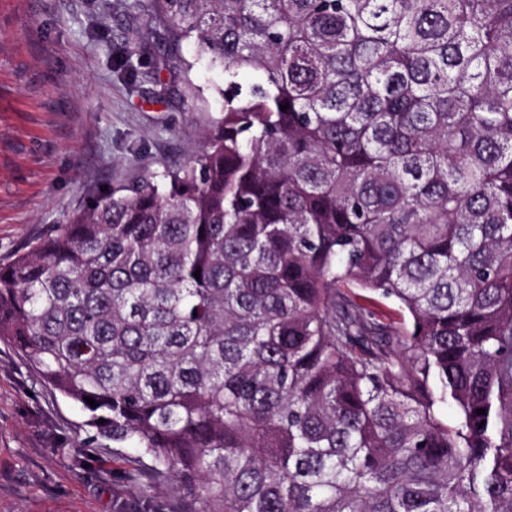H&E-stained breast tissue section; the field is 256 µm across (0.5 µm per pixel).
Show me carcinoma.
Listing matches in <instances>:
<instances>
[{
  "instance_id": "obj_1",
  "label": "carcinoma",
  "mask_w": 512,
  "mask_h": 512,
  "mask_svg": "<svg viewBox=\"0 0 512 512\" xmlns=\"http://www.w3.org/2000/svg\"><path fill=\"white\" fill-rule=\"evenodd\" d=\"M152 9L222 112L0 264V338L182 512H512V0Z\"/></svg>"
}]
</instances>
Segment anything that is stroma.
Instances as JSON below:
<instances>
[{
    "mask_svg": "<svg viewBox=\"0 0 512 512\" xmlns=\"http://www.w3.org/2000/svg\"><path fill=\"white\" fill-rule=\"evenodd\" d=\"M151 0H0V263L46 236L103 188L183 163L222 109L224 74L193 43L135 83L115 55L150 38ZM79 405L0 341V512H172L169 483L125 474L132 448L86 445Z\"/></svg>",
    "mask_w": 512,
    "mask_h": 512,
    "instance_id": "stroma-1",
    "label": "stroma"
}]
</instances>
